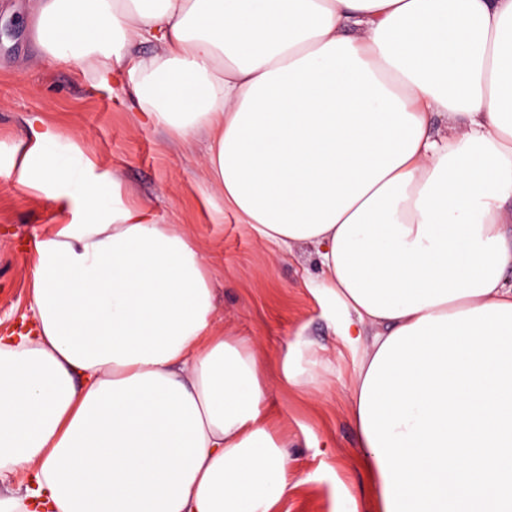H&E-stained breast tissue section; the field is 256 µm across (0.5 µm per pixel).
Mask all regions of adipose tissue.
<instances>
[{"instance_id":"1","label":"adipose tissue","mask_w":512,"mask_h":512,"mask_svg":"<svg viewBox=\"0 0 512 512\" xmlns=\"http://www.w3.org/2000/svg\"><path fill=\"white\" fill-rule=\"evenodd\" d=\"M44 55L131 78L148 124L209 139L224 203L316 250L352 412L390 335L512 304V0H33ZM147 55H135L142 43ZM20 185L81 182L36 244L32 320L0 336V512H274L292 488L256 344L219 331L197 244L43 116ZM106 221H97L100 211ZM374 327L366 335V327Z\"/></svg>"}]
</instances>
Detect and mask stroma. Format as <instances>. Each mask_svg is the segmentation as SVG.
<instances>
[{
  "mask_svg": "<svg viewBox=\"0 0 512 512\" xmlns=\"http://www.w3.org/2000/svg\"><path fill=\"white\" fill-rule=\"evenodd\" d=\"M36 114L60 129L57 155L90 157L96 173L121 182L124 199L147 203L160 223L180 225L214 268L215 322L225 335L259 345L270 425L288 439L294 487L276 512H346L352 500L366 512L352 354L340 337V308L308 288L318 273L313 250L276 251L258 239L211 184L204 137L182 142L142 124L128 82L100 85L76 63L38 55L28 0H0V334L29 316L35 245L62 220L54 202L19 185L12 169ZM297 336L312 342L318 362L311 393L281 378V357Z\"/></svg>",
  "mask_w": 512,
  "mask_h": 512,
  "instance_id": "1",
  "label": "stroma"
}]
</instances>
